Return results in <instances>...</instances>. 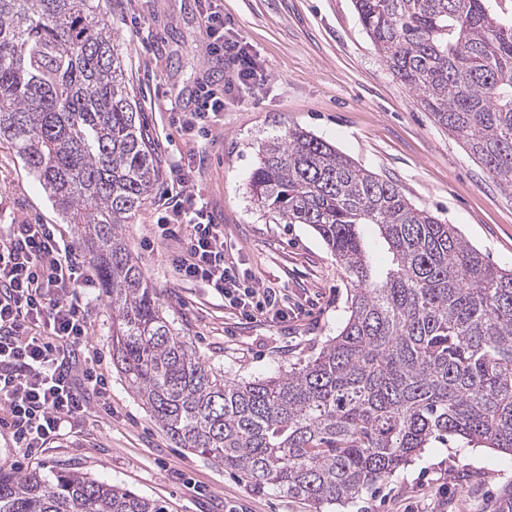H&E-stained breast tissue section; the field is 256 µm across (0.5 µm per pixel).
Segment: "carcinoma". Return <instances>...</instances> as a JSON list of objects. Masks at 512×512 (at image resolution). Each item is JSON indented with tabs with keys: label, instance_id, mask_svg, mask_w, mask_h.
I'll list each match as a JSON object with an SVG mask.
<instances>
[{
	"label": "carcinoma",
	"instance_id": "obj_1",
	"mask_svg": "<svg viewBox=\"0 0 512 512\" xmlns=\"http://www.w3.org/2000/svg\"><path fill=\"white\" fill-rule=\"evenodd\" d=\"M388 69L512 190V21L488 0H355ZM25 160L96 266L112 362L175 448L313 512L350 503L418 449L461 438L512 464V269L323 139L261 150L262 209L307 224L353 283L318 355L239 381L175 333L122 226L159 176L136 95L96 0H0V140ZM390 264L374 278L370 257ZM0 512H169L77 471L0 466Z\"/></svg>",
	"mask_w": 512,
	"mask_h": 512
}]
</instances>
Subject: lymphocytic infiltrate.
Returning a JSON list of instances; mask_svg holds the SVG:
<instances>
[{"label": "lymphocytic infiltrate", "mask_w": 512, "mask_h": 512, "mask_svg": "<svg viewBox=\"0 0 512 512\" xmlns=\"http://www.w3.org/2000/svg\"><path fill=\"white\" fill-rule=\"evenodd\" d=\"M202 24L211 51L231 73L223 92L202 84L186 128L206 125L224 109L225 95L266 81L267 74L235 37L224 31V15L205 8ZM163 237L178 247L170 265L178 279L213 288L239 313L251 314L255 298L274 308L271 292L240 289L224 253V231L212 223L207 204L185 174H177ZM89 279L74 248L50 224H19L0 238V409L17 447L31 451L62 436L87 410L90 394L105 382L85 360Z\"/></svg>", "instance_id": "f902f5d3"}]
</instances>
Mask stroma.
Here are the masks:
<instances>
[{"instance_id": "stroma-1", "label": "stroma", "mask_w": 512, "mask_h": 512, "mask_svg": "<svg viewBox=\"0 0 512 512\" xmlns=\"http://www.w3.org/2000/svg\"><path fill=\"white\" fill-rule=\"evenodd\" d=\"M112 42L132 75L140 120L160 168V185L129 220L125 239L176 332L203 361L237 380H254L315 356L348 316L349 284L308 225L275 223L258 206L250 178L264 144L299 128L359 166L394 181L418 208L462 237L495 266L512 268V194L503 192L464 145L436 124L417 94L387 68L353 0H213L224 25L268 71L263 85L228 101L198 136L169 103L197 84H223L200 23L203 0H101ZM189 171L224 227V252L242 282L277 292L280 319L242 317L209 287L179 281L174 241L158 225L174 191L171 168ZM16 224H52L78 244L12 146L0 141V237ZM86 356L107 381L104 397L65 436L33 452L15 448L0 423V465L25 473L75 470L170 512H310L304 501L257 491L211 458L172 447L112 364V312L100 285L87 292ZM489 448L449 439L342 512H499L512 467Z\"/></svg>"}]
</instances>
